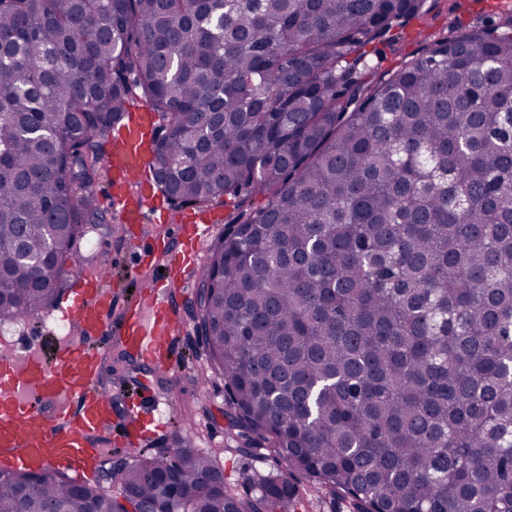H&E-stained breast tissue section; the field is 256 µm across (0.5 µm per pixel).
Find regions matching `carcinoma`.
<instances>
[{"mask_svg": "<svg viewBox=\"0 0 512 512\" xmlns=\"http://www.w3.org/2000/svg\"><path fill=\"white\" fill-rule=\"evenodd\" d=\"M427 0H0V321L84 263L112 135L159 121L154 184L224 203L190 316L240 492L181 439L107 487L0 467V512H512V14L376 70ZM57 277L38 260L48 250Z\"/></svg>", "mask_w": 512, "mask_h": 512, "instance_id": "obj_1", "label": "carcinoma"}]
</instances>
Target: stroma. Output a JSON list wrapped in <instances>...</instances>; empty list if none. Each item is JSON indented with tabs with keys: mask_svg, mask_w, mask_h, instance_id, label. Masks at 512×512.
I'll use <instances>...</instances> for the list:
<instances>
[{
	"mask_svg": "<svg viewBox=\"0 0 512 512\" xmlns=\"http://www.w3.org/2000/svg\"><path fill=\"white\" fill-rule=\"evenodd\" d=\"M511 12L512 0H434L426 15L404 28L394 50L386 52L385 64L395 66L403 57L418 52L421 31L454 35L499 21ZM179 246L174 228L152 222L135 235L125 225L116 224L111 232H92L82 240L79 248L87 267H110L106 279L112 295L109 323L122 322L147 297L166 262L165 248ZM194 293L191 287L172 290L183 323L173 340V368L164 377H157L152 363L130 353L121 337H113L106 345L112 366V419L117 423L144 422L157 416L159 426L144 433L141 447H168L178 436L190 434L194 447L217 452L225 478L238 485L251 462L232 451L234 441L224 415V381L208 374L206 358L197 352L199 340L187 319ZM71 299L70 292H62L57 306L42 312L38 319L0 323V357L10 359L35 348L44 358H52L54 338L72 333L58 312Z\"/></svg>",
	"mask_w": 512,
	"mask_h": 512,
	"instance_id": "35a3bbf8",
	"label": "stroma"
}]
</instances>
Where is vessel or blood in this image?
Segmentation results:
<instances>
[{
  "label": "vessel or blood",
  "mask_w": 512,
  "mask_h": 512,
  "mask_svg": "<svg viewBox=\"0 0 512 512\" xmlns=\"http://www.w3.org/2000/svg\"><path fill=\"white\" fill-rule=\"evenodd\" d=\"M156 122L155 113L133 107L127 124L115 133L107 160L110 200L128 224H144L165 211L152 181L144 177L142 140ZM212 228L211 217L205 215L184 225L190 245L172 253L169 265L182 273L196 265L200 245ZM102 281L99 271L84 270L77 278V301L63 311L64 319L75 321L84 338L109 330L104 313L112 299ZM179 328L168 289L158 283L132 316L125 342L138 356L167 369ZM99 359V350L84 340H61L52 364H45L37 352L0 362V462L27 469L61 462L78 482L93 473L105 452L94 436L112 427L109 399L96 381Z\"/></svg>",
  "instance_id": "1"
}]
</instances>
